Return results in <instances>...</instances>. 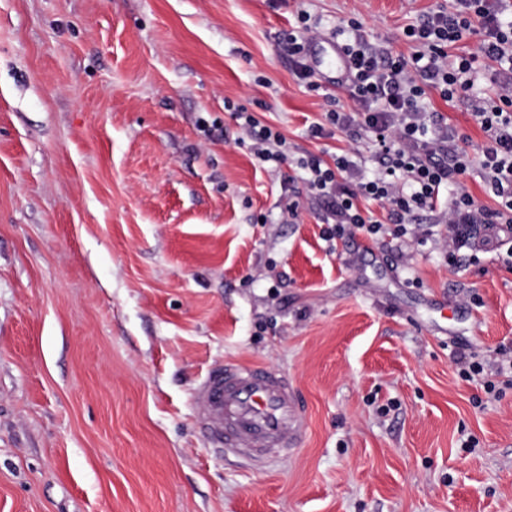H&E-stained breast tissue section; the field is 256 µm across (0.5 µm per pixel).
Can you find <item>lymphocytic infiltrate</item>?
<instances>
[{
    "label": "lymphocytic infiltrate",
    "mask_w": 512,
    "mask_h": 512,
    "mask_svg": "<svg viewBox=\"0 0 512 512\" xmlns=\"http://www.w3.org/2000/svg\"><path fill=\"white\" fill-rule=\"evenodd\" d=\"M361 29V23L350 18L340 20L332 33L347 61L343 80L352 111L329 110L323 121L309 127L315 138L330 136L335 129L346 132L349 146L329 161L315 155L297 161L307 196L325 205L329 238L358 233L374 239L385 233L397 240L422 238L424 230L405 225V218L434 209L444 195L448 256L475 246L487 230L502 224L508 231L500 239L506 247L504 262L511 266L512 83L472 112L485 137L474 156L461 147L460 136L442 116L427 110L425 98L432 90L448 102L470 98L487 60L512 73V0H452L451 8H438L404 28L411 48L407 54L375 46ZM472 33L482 37L479 53L449 57V44ZM318 34V20L302 12L297 27L281 38L297 77L313 89L318 82L311 46ZM234 115L258 165L287 162L288 141L280 130L242 106L235 107ZM368 144L374 149L377 174L355 184L346 182V173L361 162ZM474 168L494 195L495 208L478 206L472 196L459 191L462 177ZM372 202L396 218L394 227L374 217L368 208Z\"/></svg>",
    "instance_id": "lymphocytic-infiltrate-1"
}]
</instances>
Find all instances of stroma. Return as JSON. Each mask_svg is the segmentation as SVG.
Here are the masks:
<instances>
[{"label": "stroma", "instance_id": "1", "mask_svg": "<svg viewBox=\"0 0 512 512\" xmlns=\"http://www.w3.org/2000/svg\"><path fill=\"white\" fill-rule=\"evenodd\" d=\"M450 0H0V512H512V268L422 242L327 241L302 197L336 75L298 80L299 11L372 43ZM476 100L430 108L464 134ZM288 139L258 168L225 103ZM218 127L216 137L202 124ZM482 363L463 380L458 353ZM288 374L308 408L261 470L213 453L194 390L224 362Z\"/></svg>", "mask_w": 512, "mask_h": 512}]
</instances>
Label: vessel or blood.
Wrapping results in <instances>:
<instances>
[{"label":"vessel or blood","mask_w":512,"mask_h":512,"mask_svg":"<svg viewBox=\"0 0 512 512\" xmlns=\"http://www.w3.org/2000/svg\"><path fill=\"white\" fill-rule=\"evenodd\" d=\"M196 411L215 452L256 465L287 456L306 428V409L287 374L263 365L213 367L199 385Z\"/></svg>","instance_id":"vessel-or-blood-1"}]
</instances>
